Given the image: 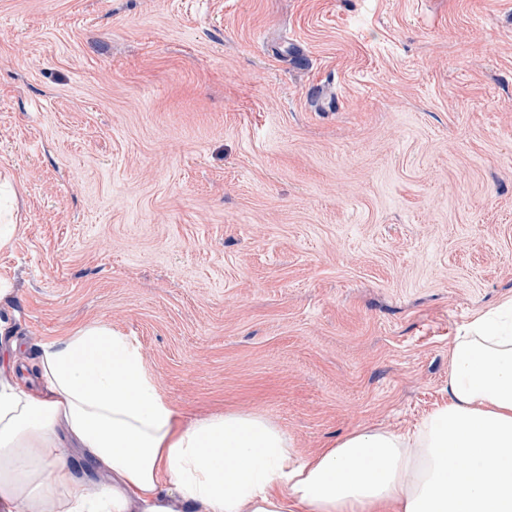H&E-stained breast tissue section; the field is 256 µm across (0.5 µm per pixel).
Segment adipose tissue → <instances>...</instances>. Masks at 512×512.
Instances as JSON below:
<instances>
[{"instance_id":"adipose-tissue-1","label":"adipose tissue","mask_w":512,"mask_h":512,"mask_svg":"<svg viewBox=\"0 0 512 512\" xmlns=\"http://www.w3.org/2000/svg\"><path fill=\"white\" fill-rule=\"evenodd\" d=\"M0 319V512H512V303L450 351L448 401L411 431L311 456L258 414L182 424L139 349L90 322L31 369Z\"/></svg>"}]
</instances>
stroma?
Listing matches in <instances>:
<instances>
[{
    "label": "stroma",
    "instance_id": "35a3bbf8",
    "mask_svg": "<svg viewBox=\"0 0 512 512\" xmlns=\"http://www.w3.org/2000/svg\"><path fill=\"white\" fill-rule=\"evenodd\" d=\"M0 318L300 455L448 401L512 300V0H0Z\"/></svg>",
    "mask_w": 512,
    "mask_h": 512
}]
</instances>
